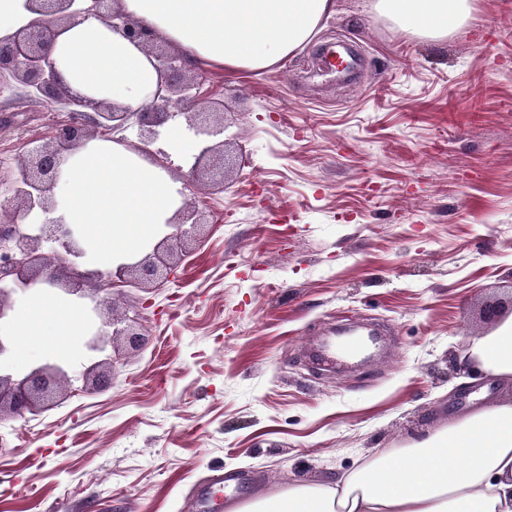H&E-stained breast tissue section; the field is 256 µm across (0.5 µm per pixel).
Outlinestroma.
I'll return each mask as SVG.
<instances>
[{
	"mask_svg": "<svg viewBox=\"0 0 512 512\" xmlns=\"http://www.w3.org/2000/svg\"><path fill=\"white\" fill-rule=\"evenodd\" d=\"M447 39L412 38L368 0H335L309 43L272 68L189 71L220 93L240 169L214 192L194 158L152 144L209 223L174 277L118 287L141 350L115 339L112 387L81 392L82 336L26 326L6 372L63 361L53 405L0 421V512H208L363 462L503 397L453 357L512 303V0H472ZM60 108L0 83V176L48 142ZM385 328L387 349L340 370L310 349L339 325ZM465 394H458V387ZM234 479L216 486L215 474Z\"/></svg>",
	"mask_w": 512,
	"mask_h": 512,
	"instance_id": "stroma-1",
	"label": "stroma"
}]
</instances>
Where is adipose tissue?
Instances as JSON below:
<instances>
[{
    "mask_svg": "<svg viewBox=\"0 0 512 512\" xmlns=\"http://www.w3.org/2000/svg\"><path fill=\"white\" fill-rule=\"evenodd\" d=\"M333 0H117L119 13L176 45L191 63L257 71L284 60L314 36ZM402 31L447 39L470 0H372ZM52 56L76 89L140 108L159 75L143 46L88 16L56 29ZM51 218L81 224L104 267L139 256L184 200L182 187L151 158L101 139L72 152ZM49 216L33 215L32 223ZM480 370L512 381V318L477 338ZM237 512H512V401L440 427L426 440L366 461L327 485H293Z\"/></svg>",
    "mask_w": 512,
    "mask_h": 512,
    "instance_id": "ef3b65f1",
    "label": "adipose tissue"
}]
</instances>
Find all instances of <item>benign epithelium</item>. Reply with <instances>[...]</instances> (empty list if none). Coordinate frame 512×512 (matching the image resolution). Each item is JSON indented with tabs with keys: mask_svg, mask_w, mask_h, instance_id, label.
<instances>
[{
	"mask_svg": "<svg viewBox=\"0 0 512 512\" xmlns=\"http://www.w3.org/2000/svg\"><path fill=\"white\" fill-rule=\"evenodd\" d=\"M38 10L47 20L0 39V79L13 80L30 95L49 100L69 112L68 120L55 125L51 142L28 151L13 171L9 196L0 204L14 214L53 213L58 205L56 188L67 154L91 138V129H123L134 126L145 146L154 142L158 128L174 114H181L197 133L216 137L224 133L225 123H213L215 113L199 107L191 93L193 85L185 81L189 63L181 55L171 54L148 32L114 9V0H88L85 8L77 0H38ZM82 13L122 29L124 35L144 45L156 61L159 80L149 103L130 111L109 101L73 90L63 79L51 55L57 25L69 23ZM236 165V158L226 154V142L205 147L192 167L191 175L210 186L224 188L226 169ZM206 224L205 214L196 206L183 204L171 222L164 225L163 237L151 251L139 259L122 262L105 272L81 270L77 260L85 255L82 230L78 224L49 220L32 234L17 224L0 225V361L11 356L14 305L12 298L23 297L37 284L48 286L54 295H82L91 286L92 297L84 309L88 329L84 346L90 352H103L108 335L125 338L132 348L142 346L143 333L133 320L101 321L109 310L107 294L118 283L132 279L150 285L172 272L170 261L174 246L197 235ZM112 326V332L103 330ZM66 370L60 364L44 363L20 379L0 372V418L4 413L23 416L50 400L59 389ZM81 390L102 393L112 388L113 356L91 365L82 375Z\"/></svg>",
	"mask_w": 512,
	"mask_h": 512,
	"instance_id": "benign-epithelium-1",
	"label": "benign epithelium"
}]
</instances>
